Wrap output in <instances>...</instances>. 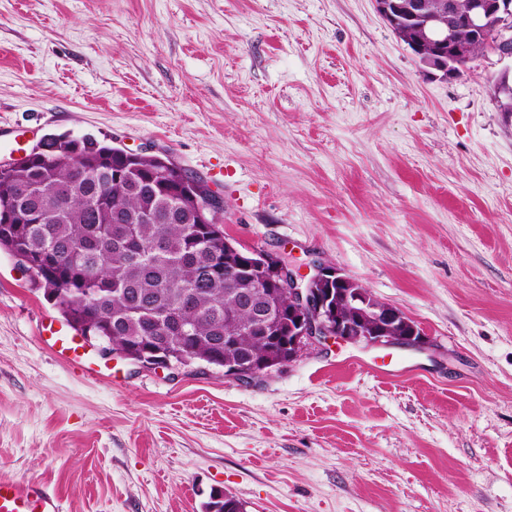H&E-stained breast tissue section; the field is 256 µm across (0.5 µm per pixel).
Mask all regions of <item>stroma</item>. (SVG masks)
I'll return each instance as SVG.
<instances>
[{
	"instance_id": "35a3bbf8",
	"label": "stroma",
	"mask_w": 512,
	"mask_h": 512,
	"mask_svg": "<svg viewBox=\"0 0 512 512\" xmlns=\"http://www.w3.org/2000/svg\"><path fill=\"white\" fill-rule=\"evenodd\" d=\"M477 55L426 70L374 0H0V160L93 136L154 151L245 249L318 259L427 347L306 351L243 384L66 330L0 251V476L61 512H512V124ZM50 332V337L46 341H51V347H58L57 352L66 360L77 361L81 358L78 354V348L74 345V338L62 334L60 330H53L52 326L45 329V332ZM243 503L231 494L215 490L211 492L209 501L205 503L206 512H244Z\"/></svg>"
}]
</instances>
